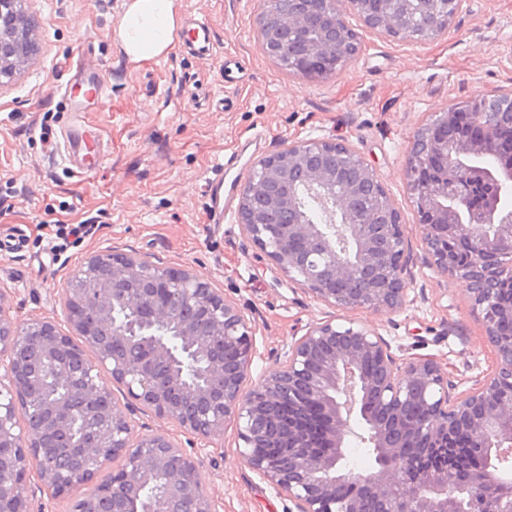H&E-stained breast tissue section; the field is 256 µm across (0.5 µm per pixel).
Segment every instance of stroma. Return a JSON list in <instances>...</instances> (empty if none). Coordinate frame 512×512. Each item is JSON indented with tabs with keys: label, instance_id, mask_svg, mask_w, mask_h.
Segmentation results:
<instances>
[{
	"label": "stroma",
	"instance_id": "1",
	"mask_svg": "<svg viewBox=\"0 0 512 512\" xmlns=\"http://www.w3.org/2000/svg\"><path fill=\"white\" fill-rule=\"evenodd\" d=\"M127 0H22L37 54L0 87V289L12 314L60 320L69 273L93 252L135 251L154 263L190 267L222 288L255 331L252 376L274 369L287 345L315 323L337 318L276 274L243 234L236 212L210 221L207 190L237 155L251 160L291 142L340 141L371 164L401 212L409 243L408 299L402 309L350 317L379 332L396 358L431 357L460 389L482 377L493 356L462 283L432 269L413 222L406 158L433 113L474 96L512 94V0H464L446 33L426 43L370 31L346 15L359 53L335 74L288 73L261 47L259 0H176L181 18L206 17L216 53H189L181 41L148 62L131 61L113 37ZM84 53L108 85L104 107L83 113L79 149L92 170L62 159L70 105L62 84ZM54 112L48 141L44 112ZM86 223L57 249L56 223ZM234 425L199 460L204 492L222 512H287L288 503L253 473L236 448Z\"/></svg>",
	"mask_w": 512,
	"mask_h": 512
}]
</instances>
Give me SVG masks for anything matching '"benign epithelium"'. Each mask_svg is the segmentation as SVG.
Returning a JSON list of instances; mask_svg holds the SVG:
<instances>
[{"label": "benign epithelium", "mask_w": 512, "mask_h": 512, "mask_svg": "<svg viewBox=\"0 0 512 512\" xmlns=\"http://www.w3.org/2000/svg\"><path fill=\"white\" fill-rule=\"evenodd\" d=\"M263 0L257 16L267 56L323 57L342 68L357 52L352 12L393 38L431 11L446 32L462 0ZM435 118L445 133L419 136L406 161L415 223L430 264L467 284L492 349L491 370L462 391L430 357L398 362L379 333L345 318L307 328L284 362L250 387L254 330L224 291L190 268L136 252L99 251L71 273L55 320L16 321L0 289V512H33L36 469L53 496L112 478L70 512H125L134 494L163 481L164 498L142 512H220L201 489L198 460L165 434L133 438L131 416L148 408L210 443L235 425L250 470L288 500V512H512V210L488 187L512 186V101L475 96ZM327 203L334 224H315L300 191ZM238 219L289 280L339 311H395L408 297L402 216L367 160L343 142L290 143L252 161ZM125 317L117 319V312ZM91 351L95 361L87 358ZM107 371L122 399L103 384ZM375 467H348L353 410Z\"/></svg>", "instance_id": "1"}]
</instances>
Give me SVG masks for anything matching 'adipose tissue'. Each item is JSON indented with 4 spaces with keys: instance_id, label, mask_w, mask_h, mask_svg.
<instances>
[{
    "instance_id": "ef3b65f1",
    "label": "adipose tissue",
    "mask_w": 512,
    "mask_h": 512,
    "mask_svg": "<svg viewBox=\"0 0 512 512\" xmlns=\"http://www.w3.org/2000/svg\"><path fill=\"white\" fill-rule=\"evenodd\" d=\"M179 29L175 0H128L117 39L134 61H149L166 52Z\"/></svg>"
}]
</instances>
